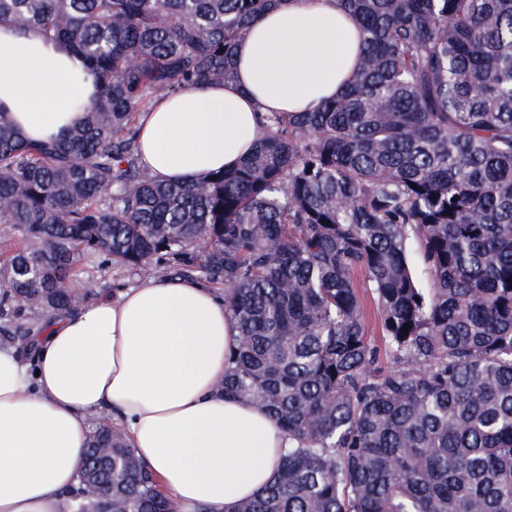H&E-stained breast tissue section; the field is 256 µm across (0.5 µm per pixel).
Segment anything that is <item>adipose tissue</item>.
Segmentation results:
<instances>
[{"label": "adipose tissue", "instance_id": "obj_1", "mask_svg": "<svg viewBox=\"0 0 512 512\" xmlns=\"http://www.w3.org/2000/svg\"><path fill=\"white\" fill-rule=\"evenodd\" d=\"M360 29L340 0H280L236 47V76L187 85L143 114L139 162L194 183L250 154L268 112H309L357 68ZM97 93L62 45L0 24V107L38 140L72 125ZM238 336L216 289L147 277L117 298L52 319L25 362L0 347V512H66L92 418L112 415L179 512H228L275 479L288 436L260 407L225 396Z\"/></svg>", "mask_w": 512, "mask_h": 512}]
</instances>
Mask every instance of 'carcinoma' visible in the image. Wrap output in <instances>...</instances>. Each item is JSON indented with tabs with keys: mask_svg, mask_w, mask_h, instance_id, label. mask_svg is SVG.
I'll return each instance as SVG.
<instances>
[{
	"mask_svg": "<svg viewBox=\"0 0 512 512\" xmlns=\"http://www.w3.org/2000/svg\"><path fill=\"white\" fill-rule=\"evenodd\" d=\"M340 2L363 32L345 91L262 116L236 169L185 184L141 169L142 114L231 80L276 0H0V23L67 46L99 88L41 141L0 111L5 336L30 355L81 304L85 257L166 264L224 291L222 390L288 434L275 481L231 512H512V0ZM86 458L70 512H176L120 427Z\"/></svg>",
	"mask_w": 512,
	"mask_h": 512,
	"instance_id": "carcinoma-1",
	"label": "carcinoma"
}]
</instances>
